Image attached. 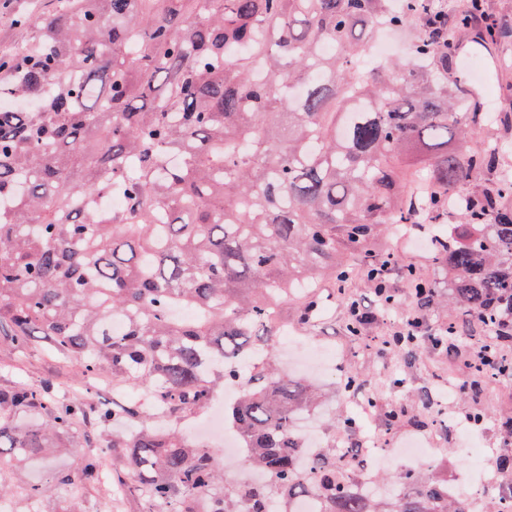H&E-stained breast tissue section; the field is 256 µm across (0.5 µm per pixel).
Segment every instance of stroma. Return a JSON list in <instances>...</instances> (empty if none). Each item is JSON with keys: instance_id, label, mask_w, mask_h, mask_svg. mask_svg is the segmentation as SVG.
<instances>
[{"instance_id": "obj_1", "label": "stroma", "mask_w": 512, "mask_h": 512, "mask_svg": "<svg viewBox=\"0 0 512 512\" xmlns=\"http://www.w3.org/2000/svg\"><path fill=\"white\" fill-rule=\"evenodd\" d=\"M60 0H0V42H18L27 38V31L15 28L12 18L23 12L30 25H37L58 7ZM478 30L475 27L455 31L454 44L448 52L449 66L458 79L473 85L485 111L511 112L512 97L503 92L505 82H512V39L498 41L493 56L472 52ZM430 231L414 229L409 234L389 232L374 241L372 250L379 256L390 254L399 258L392 267L388 286L399 300L397 309L377 307L372 300V283L363 272L345 283V297L362 301L368 312L360 339L347 336L345 326L348 308L339 304L327 309L316 326H302L297 321V305L282 311L289 327L298 328L299 336L312 345L330 352L332 362L313 372L312 378L321 387L323 403L315 414L320 445H327L334 434V418L357 419L350 440L362 448L373 447L376 438L386 437L399 443L417 437L431 449V458L417 466L416 474L435 478L445 474L446 466L477 478L478 464L490 463L504 448L500 419L512 415V377L484 380L477 390H462L458 384L467 376L466 363L472 348L481 343L480 334L459 339V353L436 348L433 338L442 336L450 315L443 304H434L424 312L419 330L421 347L411 353L394 346L393 334L404 323L405 312L412 304L411 294L402 278L404 266H412L426 280L435 279ZM364 375L361 387L349 389L345 379L352 372ZM50 379L55 383L54 399L111 403L114 395L126 400H140L143 389L129 384L121 392H113L111 379H103L101 387L88 386L74 359L57 357L43 339L30 337L24 347H17L0 338V386L37 385ZM402 407L409 411L408 420L391 426L387 423L390 409ZM446 410L450 419L438 417ZM482 412L481 425H472L469 417ZM128 424H116L111 430H97L82 424L57 441L53 465L60 470L78 471L83 460L101 449L110 447L112 436L129 432ZM45 512H112V503L103 487L76 497L68 488H52Z\"/></svg>"}]
</instances>
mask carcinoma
<instances>
[{"mask_svg":"<svg viewBox=\"0 0 512 512\" xmlns=\"http://www.w3.org/2000/svg\"><path fill=\"white\" fill-rule=\"evenodd\" d=\"M28 41L0 49V334L31 336L82 372L135 380L152 404L59 402L50 387L0 388V498L33 503L54 486L98 484L102 462L51 468L21 489L16 463L52 457L78 422L137 424L112 437L146 512H473L440 483L400 476L393 507L358 492L336 444L303 464L296 415L315 387L275 364L277 308L300 321L319 289L378 264L372 242L398 224L437 219L455 198L461 223L432 242L462 311L448 335L487 339L463 381L512 376V181L455 196L495 149L465 142L484 120L448 76L438 0H75ZM413 62L364 65L378 26L406 29ZM123 208L100 205L108 195ZM124 329L116 332L112 321ZM263 367L240 362L256 347ZM238 385L224 414L261 482L224 480L217 449L161 429L163 413L206 406L218 380Z\"/></svg>","mask_w":512,"mask_h":512,"instance_id":"carcinoma-1","label":"carcinoma"}]
</instances>
